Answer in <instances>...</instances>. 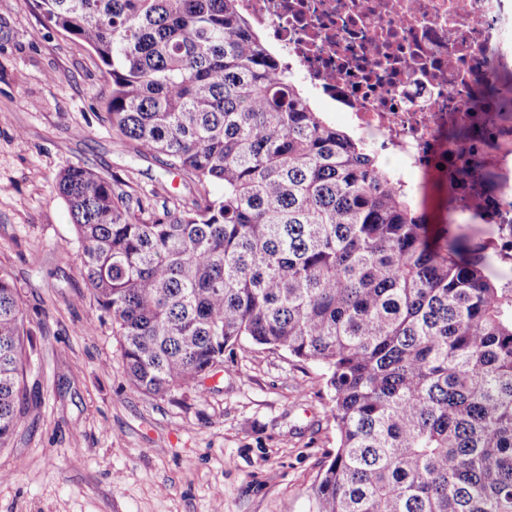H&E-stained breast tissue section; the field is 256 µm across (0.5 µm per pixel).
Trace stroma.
<instances>
[{
    "instance_id": "1",
    "label": "stroma",
    "mask_w": 512,
    "mask_h": 512,
    "mask_svg": "<svg viewBox=\"0 0 512 512\" xmlns=\"http://www.w3.org/2000/svg\"><path fill=\"white\" fill-rule=\"evenodd\" d=\"M98 57L23 0L0 6V266L33 332L30 410L0 448V512H311L336 446L323 369L243 344L204 391L127 381L82 276L58 174L82 166L155 210L191 182L112 136Z\"/></svg>"
}]
</instances>
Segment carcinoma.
I'll return each instance as SVG.
<instances>
[{
	"label": "carcinoma",
	"instance_id": "cac0c4a2",
	"mask_svg": "<svg viewBox=\"0 0 512 512\" xmlns=\"http://www.w3.org/2000/svg\"><path fill=\"white\" fill-rule=\"evenodd\" d=\"M87 44L112 135L195 186L161 212L70 166L55 188L130 384L198 388L243 341L323 366L336 424L314 512H512V288L453 193L417 188L315 111L237 0H25ZM512 113L499 77L473 95ZM448 128L457 151L468 138ZM222 187V192L213 189ZM30 330L0 267V448L28 411Z\"/></svg>",
	"mask_w": 512,
	"mask_h": 512
}]
</instances>
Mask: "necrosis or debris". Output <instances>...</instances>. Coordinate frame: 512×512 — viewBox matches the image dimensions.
I'll use <instances>...</instances> for the list:
<instances>
[{
	"mask_svg": "<svg viewBox=\"0 0 512 512\" xmlns=\"http://www.w3.org/2000/svg\"><path fill=\"white\" fill-rule=\"evenodd\" d=\"M289 71L345 112L397 170L454 178L487 223L512 224V116L460 93L512 62V0H238ZM469 128L447 154L449 123ZM501 185L485 190L480 173Z\"/></svg>",
	"mask_w": 512,
	"mask_h": 512,
	"instance_id": "obj_1",
	"label": "necrosis or debris"
}]
</instances>
